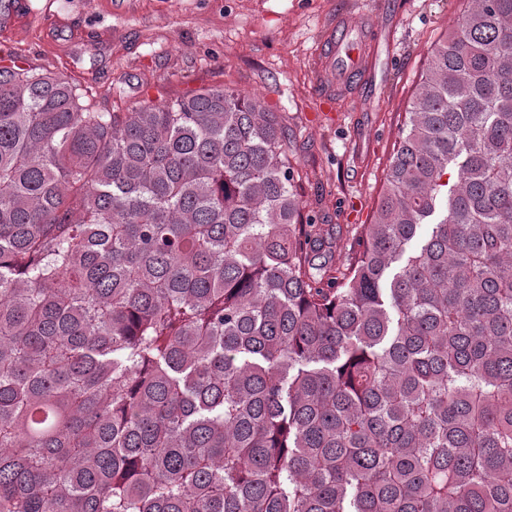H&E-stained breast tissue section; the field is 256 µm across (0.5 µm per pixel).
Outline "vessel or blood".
Masks as SVG:
<instances>
[{
  "mask_svg": "<svg viewBox=\"0 0 512 512\" xmlns=\"http://www.w3.org/2000/svg\"><path fill=\"white\" fill-rule=\"evenodd\" d=\"M357 24L348 15L341 16L321 37L320 61L315 69V83L324 99L346 93L353 70H368L371 65L370 39L359 35L355 45L345 38L356 33Z\"/></svg>",
  "mask_w": 512,
  "mask_h": 512,
  "instance_id": "vessel-or-blood-1",
  "label": "vessel or blood"
}]
</instances>
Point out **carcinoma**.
Segmentation results:
<instances>
[{"mask_svg": "<svg viewBox=\"0 0 512 512\" xmlns=\"http://www.w3.org/2000/svg\"><path fill=\"white\" fill-rule=\"evenodd\" d=\"M463 4L345 267L260 100L0 65V512H512V0Z\"/></svg>", "mask_w": 512, "mask_h": 512, "instance_id": "obj_1", "label": "carcinoma"}]
</instances>
